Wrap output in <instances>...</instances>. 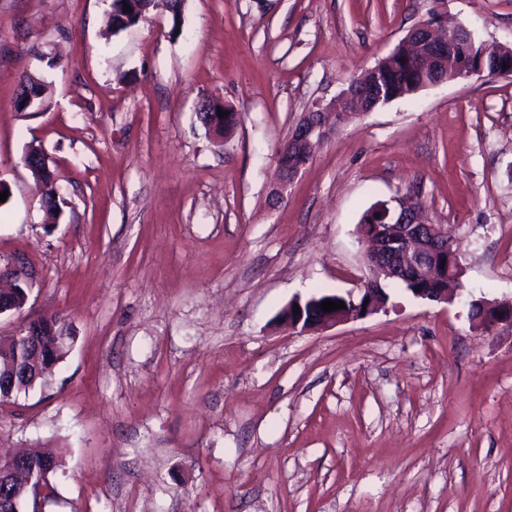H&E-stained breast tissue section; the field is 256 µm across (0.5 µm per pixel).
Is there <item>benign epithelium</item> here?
<instances>
[{
  "label": "benign epithelium",
  "instance_id": "obj_1",
  "mask_svg": "<svg viewBox=\"0 0 512 512\" xmlns=\"http://www.w3.org/2000/svg\"><path fill=\"white\" fill-rule=\"evenodd\" d=\"M474 36L470 30L460 25L448 30L441 29V13L435 9L427 20L417 25L408 35L404 43L395 52L401 57L407 67H416L422 60H432L440 63L443 68H454L455 78L464 79L480 76L485 72L484 64L473 66L466 60V55L472 45ZM375 87L359 77L352 82L348 90L341 93L326 106L312 111L307 123L296 128L295 138L306 142L325 134L330 126V118L339 112H352L365 115L376 108L374 102ZM393 229L383 230L379 225L360 228L361 238L368 244V254L371 255L372 267L384 270L395 278L402 274H412L420 280L429 283L434 281H450L451 287L429 288L418 292L417 297L430 301L453 302L464 296L462 277L455 276L448 268L441 267L437 261L440 240L449 237L452 247L458 248V241L448 235V230L441 224H433L424 216V209L415 204L414 195L406 192L388 201L385 210ZM13 282V287L22 288L29 284L31 272L22 264H13L0 269V280ZM368 300L363 304L362 300ZM384 293L380 288L362 289L361 302L346 305L344 308L331 312L324 311L320 304L310 307L298 303L289 304L282 316L288 323V328L302 331L334 326L362 314H371L383 303ZM299 307V313H294V307ZM487 307L497 309L499 318L492 319L483 325L485 329H493L499 325L512 326V302L502 303L490 300ZM52 337L57 343L66 342L64 334L55 332V326L49 317L34 320L26 327L11 336V343L17 348H24L28 353L40 357V352L47 337ZM25 453L19 451L9 456L0 457V480L4 486L11 488V495L19 497L29 491L32 479L26 476Z\"/></svg>",
  "mask_w": 512,
  "mask_h": 512
}]
</instances>
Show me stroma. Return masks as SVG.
Returning <instances> with one entry per match:
<instances>
[{"mask_svg": "<svg viewBox=\"0 0 512 512\" xmlns=\"http://www.w3.org/2000/svg\"><path fill=\"white\" fill-rule=\"evenodd\" d=\"M112 0H0V266L59 316L47 386L0 404V450L65 465L46 512H512V327L385 287L311 332L295 300L359 294L365 210L419 188L475 296L512 300V78L423 88L339 126L280 202L278 152L432 10L512 44V0H184L122 31ZM47 87L18 111L19 79ZM233 107L229 137L202 100ZM40 148L56 211L23 163ZM381 289L383 290L384 288H378L377 286H375V288H361V302H353L352 305L345 304L346 308H339L338 310L331 312H324V310L320 307V304L324 300L322 302L316 300V304L311 305L308 309V315L310 317L307 321H305L307 316L305 306L309 303V301H305V304L301 303L300 301H293L283 311L282 316L288 323V328L293 330L300 328V331H307L325 326H334L349 319L367 316L376 311L379 305L383 303V299L385 298ZM366 298H369V301L366 305L365 315H362L363 304ZM294 304H297L299 307L298 314L294 313Z\"/></svg>", "mask_w": 512, "mask_h": 512, "instance_id": "stroma-1", "label": "stroma"}]
</instances>
